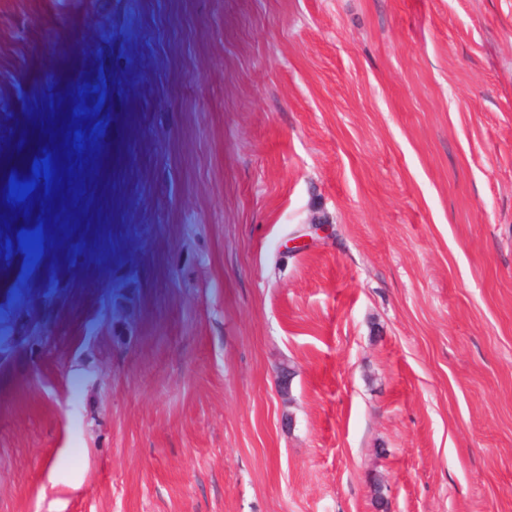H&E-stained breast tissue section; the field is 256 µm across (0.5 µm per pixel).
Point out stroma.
Here are the masks:
<instances>
[{
  "label": "stroma",
  "mask_w": 512,
  "mask_h": 512,
  "mask_svg": "<svg viewBox=\"0 0 512 512\" xmlns=\"http://www.w3.org/2000/svg\"><path fill=\"white\" fill-rule=\"evenodd\" d=\"M38 2L0 140L90 127L78 237L0 235V512H512V0Z\"/></svg>",
  "instance_id": "obj_1"
}]
</instances>
